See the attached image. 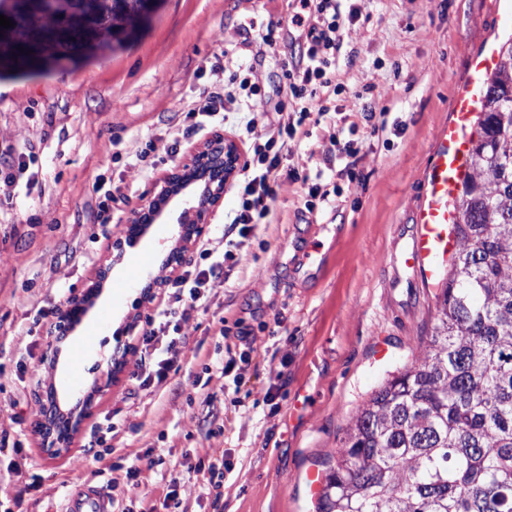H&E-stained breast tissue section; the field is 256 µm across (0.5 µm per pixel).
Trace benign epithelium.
Returning a JSON list of instances; mask_svg holds the SVG:
<instances>
[{"mask_svg":"<svg viewBox=\"0 0 512 512\" xmlns=\"http://www.w3.org/2000/svg\"><path fill=\"white\" fill-rule=\"evenodd\" d=\"M240 161L241 156L234 141L225 138L222 134L209 138L202 146L191 152L188 160L167 171L156 197L131 211L127 221L126 238L131 242L135 241L140 227L151 219L157 199L168 195L173 187L182 185L185 173L195 170L207 173L210 175V185L203 193L185 200L186 209L190 210L189 218L177 225L174 232V245L165 256V271L169 273L177 271L185 261L190 247L203 234L214 209L223 200L224 183L235 173ZM113 250L116 254L111 256L110 262L102 265L97 271L96 278L99 284L108 280L112 267L123 257L124 242L121 240L115 242ZM87 300L86 295L72 297L64 306L62 318L77 320L82 317L87 313ZM127 353V345L119 343L115 346L113 351L102 360L100 376L94 379V384L86 393L78 397L77 402L68 410L65 419L59 418L52 398L39 399L41 409L39 435L44 452L55 458L69 452L75 436L91 414L96 395L112 385V381L125 363Z\"/></svg>","mask_w":512,"mask_h":512,"instance_id":"benign-epithelium-1","label":"benign epithelium"}]
</instances>
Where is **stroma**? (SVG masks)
Here are the masks:
<instances>
[{
    "label": "stroma",
    "instance_id": "1",
    "mask_svg": "<svg viewBox=\"0 0 512 512\" xmlns=\"http://www.w3.org/2000/svg\"><path fill=\"white\" fill-rule=\"evenodd\" d=\"M369 23L346 25L336 55L344 89L336 110L293 143V162L309 151L330 156L329 204L306 206L307 187L283 182L279 221L256 229L238 265L214 288L207 309L184 325L188 348L160 390L133 393L126 367L95 401L69 455L48 458L32 432L40 383L61 398L93 381L95 364L114 348L115 333L143 323L162 306L163 291L139 303V288L111 274L96 310L47 366L44 335H28L36 310L59 289L85 293L123 236L133 208L150 199L164 174L209 137L182 132L187 114L212 79L225 50L240 51L251 30L271 28L274 56L246 58L244 76L267 105L255 135H264L279 104L282 60L301 61L302 29L288 0H165L150 28L112 56L46 75L0 83V155L36 153L15 172L11 204L0 206V439L22 440L21 453H0V512H61L76 485L92 480L90 432L115 422L110 493L116 512H163L167 475L179 478L184 512H314L305 475L322 470L353 414L391 371L421 357L434 326L435 287L414 283L399 264L416 232L411 195L424 173L452 98L464 86L473 55L512 35L502 15L512 0H358ZM376 113L361 120L364 102ZM353 127L358 153L336 155L330 123ZM156 147V169L133 155ZM177 152L165 153L168 143ZM120 183V206L104 191ZM165 233L127 249L123 265L157 273L173 244ZM387 351L378 358L375 337ZM224 359L233 371L212 379L214 401L194 394L205 364ZM223 451L224 485L215 490L199 462ZM29 458L40 483L14 501L6 476L16 456ZM152 460L138 487L116 462Z\"/></svg>",
    "mask_w": 512,
    "mask_h": 512
}]
</instances>
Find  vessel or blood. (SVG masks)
<instances>
[{
    "label": "vessel or blood",
    "instance_id": "obj_1",
    "mask_svg": "<svg viewBox=\"0 0 512 512\" xmlns=\"http://www.w3.org/2000/svg\"><path fill=\"white\" fill-rule=\"evenodd\" d=\"M496 62L492 52L473 57L468 83L451 103L453 119L441 128L430 155L427 176L419 187L420 201L414 209L418 232L402 251L401 262L418 272L425 284L439 279L446 255L456 246L452 229L455 215L449 202L469 173L471 138L466 129L477 110V93ZM64 512H112V499L97 486L83 485L70 496Z\"/></svg>",
    "mask_w": 512,
    "mask_h": 512
}]
</instances>
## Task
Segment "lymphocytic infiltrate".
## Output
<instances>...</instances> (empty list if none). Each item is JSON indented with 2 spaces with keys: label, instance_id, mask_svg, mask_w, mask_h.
I'll list each match as a JSON object with an SVG mask.
<instances>
[{
  "label": "lymphocytic infiltrate",
  "instance_id": "f902f5d3",
  "mask_svg": "<svg viewBox=\"0 0 512 512\" xmlns=\"http://www.w3.org/2000/svg\"><path fill=\"white\" fill-rule=\"evenodd\" d=\"M341 3L342 0H298L291 23L306 31V64L285 70L288 103L281 108L264 141L251 144V158L239 175V204L228 220L233 239L220 252L209 239L200 240L197 261L168 281L162 307L147 316L140 327V363L131 375L138 390L158 388L170 373L179 371L180 357L187 347L183 327L191 311L206 307L213 288L223 283L226 270L238 264L241 242L248 240L257 226L271 223L282 180L307 185L311 198L328 201L330 193L321 185L323 170L291 165L287 159L289 143L310 135L306 120L325 117L341 88L332 58L341 49L346 22L357 21L361 16L359 7L345 9ZM212 72L215 79L209 90L189 112L197 130L216 126L228 103L239 104L249 113L259 111L263 100L248 79L227 72L220 64L213 65Z\"/></svg>",
  "mask_w": 512,
  "mask_h": 512
}]
</instances>
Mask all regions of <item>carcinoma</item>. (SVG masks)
I'll return each mask as SVG.
<instances>
[{"label": "carcinoma", "instance_id": "1", "mask_svg": "<svg viewBox=\"0 0 512 512\" xmlns=\"http://www.w3.org/2000/svg\"><path fill=\"white\" fill-rule=\"evenodd\" d=\"M14 20L0 56L52 24L39 58L0 82L79 66L124 47L163 0H94ZM469 174L451 201L457 245L435 294L426 354L383 379L352 417L315 512H512V38L483 82Z\"/></svg>", "mask_w": 512, "mask_h": 512}]
</instances>
